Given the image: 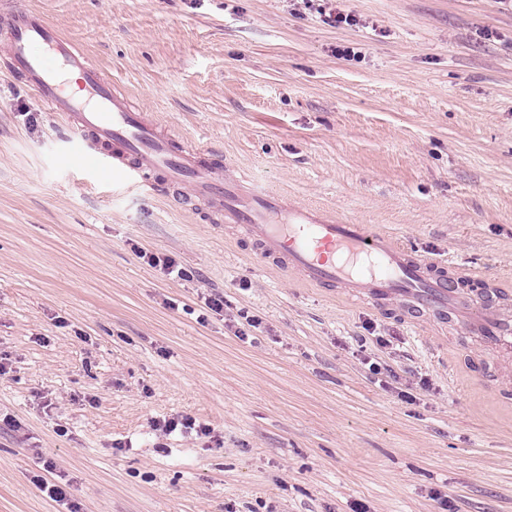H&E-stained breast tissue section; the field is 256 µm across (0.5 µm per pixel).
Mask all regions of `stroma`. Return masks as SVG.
Segmentation results:
<instances>
[{
    "label": "stroma",
    "instance_id": "35a3bbf8",
    "mask_svg": "<svg viewBox=\"0 0 512 512\" xmlns=\"http://www.w3.org/2000/svg\"><path fill=\"white\" fill-rule=\"evenodd\" d=\"M14 3L227 177L448 261L463 299L512 317L511 6L336 0L355 22L332 27L302 0ZM7 29L0 412L20 428L0 431V512H66L32 482L46 457L80 512H512V354L262 268L239 233L84 166L7 69ZM174 413L214 438L157 443Z\"/></svg>",
    "mask_w": 512,
    "mask_h": 512
}]
</instances>
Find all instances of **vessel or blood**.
<instances>
[{
  "mask_svg": "<svg viewBox=\"0 0 512 512\" xmlns=\"http://www.w3.org/2000/svg\"><path fill=\"white\" fill-rule=\"evenodd\" d=\"M7 43L11 67L64 118L80 160L148 186L190 184L184 205L203 207L214 222L234 228L270 269L376 306L400 298L412 315L454 311L466 330L512 351V318L464 301L445 264L412 256L390 235L336 220L321 207L289 203L259 182L225 177L208 148L175 143L42 14L12 12ZM71 72L79 75L77 96L64 89Z\"/></svg>",
  "mask_w": 512,
  "mask_h": 512,
  "instance_id": "vessel-or-blood-1",
  "label": "vessel or blood"
}]
</instances>
